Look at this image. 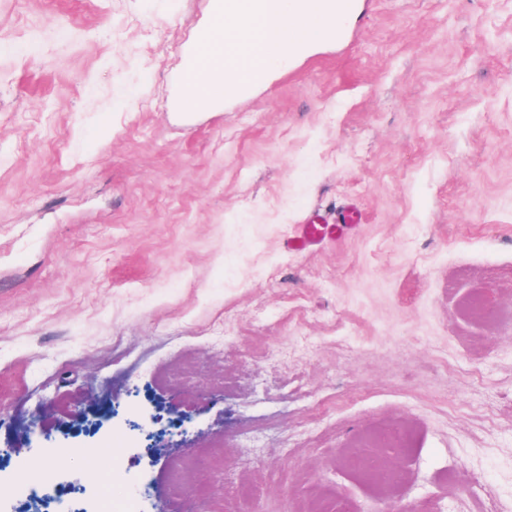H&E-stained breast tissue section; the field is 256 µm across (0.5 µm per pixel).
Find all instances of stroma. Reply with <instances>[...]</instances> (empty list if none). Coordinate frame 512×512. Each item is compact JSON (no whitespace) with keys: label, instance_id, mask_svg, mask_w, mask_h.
Masks as SVG:
<instances>
[{"label":"stroma","instance_id":"stroma-1","mask_svg":"<svg viewBox=\"0 0 512 512\" xmlns=\"http://www.w3.org/2000/svg\"><path fill=\"white\" fill-rule=\"evenodd\" d=\"M211 0H0V501L512 512V0H361L219 106ZM357 202L348 238L295 252ZM390 424L388 503L351 462ZM362 219L361 211L355 206H348L333 223H326L321 216L314 217L308 224H303L299 235L286 241V248L293 251L310 249L329 236H346ZM413 442V432L400 429L385 431L377 434L371 439V446L381 448H410ZM91 499L94 502L95 512H112V493L107 492L105 483L94 477L89 485ZM108 495V498L106 497ZM137 498L126 494L118 499V507L115 512H135L137 511Z\"/></svg>","mask_w":512,"mask_h":512}]
</instances>
